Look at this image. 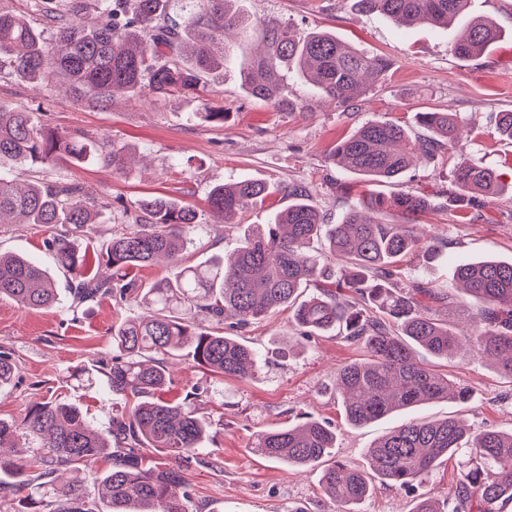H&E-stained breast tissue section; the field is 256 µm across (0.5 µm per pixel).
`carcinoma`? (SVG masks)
Wrapping results in <instances>:
<instances>
[{
  "mask_svg": "<svg viewBox=\"0 0 512 512\" xmlns=\"http://www.w3.org/2000/svg\"><path fill=\"white\" fill-rule=\"evenodd\" d=\"M170 0H32L34 13L50 25L45 38L33 21L0 10V78L65 87L73 99L104 109L120 92L128 99L177 92L194 97L207 77L224 71L234 55L226 44L248 17L232 7L236 0H183L182 13L168 12ZM365 13L395 21L446 28L467 11L470 0H356ZM265 54L240 65L250 96L274 107L288 104L279 70L286 65L314 89L338 104L355 102L365 85L386 76L390 62L342 44L336 34L316 30L303 36L288 23H261ZM502 30L475 20L450 45L463 59L476 57L497 42ZM417 124L429 133L412 134L393 120H370L336 143L330 159L361 176L370 186L394 184L420 150L429 160L464 150L463 121L456 112H420ZM127 152L107 136L81 130L59 131L34 121L24 107L0 109V160L53 168L62 162L95 158L115 172L125 169ZM463 197L496 194L499 174L473 158L454 171ZM280 189L252 179L213 187L207 196L219 222L260 207ZM292 202L272 224H255L231 257L211 256L183 264V253L197 227L192 207L165 195L139 199L125 211L128 224L106 243L101 260L112 269L99 278L86 271L78 240L96 223L107 200H97L72 182L42 178L20 183L0 173V224H47L55 229L45 247L56 268L71 278L72 304L102 299L125 301L133 289L129 271L168 260L172 276L154 283L133 301L144 315L112 328L120 355L106 372L114 396L133 406L112 420L107 432L90 424L79 409L56 399L33 401L20 423L0 419V484L15 500V512H193L183 463L203 465L209 423L197 402L207 392L195 388L170 401L160 393L170 383L160 355L183 352L215 374L248 380L260 370V357L237 332L285 307L306 337L336 332L360 345L367 357L342 366L336 392L346 422L366 426L424 403L465 402L469 390L435 369V362L482 356L512 378V260L484 259L459 266L456 278L480 303L473 332L460 337L439 318L448 298L440 286L416 282L394 293L385 281L409 253L438 255L419 220L429 208L421 192L369 191L338 224H326L297 187ZM388 211L397 224L384 222ZM23 310L49 309L58 294L49 272L36 260L0 254V298ZM210 319L208 330L201 321ZM425 351L433 361H416ZM24 435L32 445L20 446ZM336 431L313 416L288 428L257 434L261 456L296 469L323 466L321 480L337 512H362L375 483L410 488L423 482L443 460L470 449L459 471L448 512H508L512 508V429H471L462 420L410 419L381 436L363 463H328ZM110 462L98 474L100 461ZM37 463L43 481L29 468ZM97 487L89 501L84 481Z\"/></svg>",
  "mask_w": 512,
  "mask_h": 512,
  "instance_id": "obj_1",
  "label": "carcinoma"
}]
</instances>
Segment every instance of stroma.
I'll use <instances>...</instances> for the list:
<instances>
[{
	"mask_svg": "<svg viewBox=\"0 0 512 512\" xmlns=\"http://www.w3.org/2000/svg\"><path fill=\"white\" fill-rule=\"evenodd\" d=\"M241 6L252 26L232 43L238 57L255 58L262 49L257 24L277 19L301 34L333 31L348 46L387 57L391 68L382 83L347 107L336 106L295 73L283 72L284 94L292 107L281 111L249 97L234 64L210 77L197 97L171 93L134 102L119 95L105 110L84 106L61 88L2 79L1 104L38 108L40 121L61 129L109 136L135 159L123 174L81 162L50 170L15 166L12 175L22 180L64 177L111 200V209L87 225L79 241L89 273L107 275L98 256L102 245L124 228V209L157 194L199 212L194 241L184 254L186 263L193 264L213 254L232 255L249 225L268 223L288 205L287 197L277 195L264 208L244 210L217 224L206 203L214 185L244 178L306 185L328 223L337 224L367 190L360 177L329 161L327 154L338 139L375 118L412 128L416 113L457 112L472 130L466 153L496 170L505 192L476 196L467 212H459L453 171L466 153L457 152L412 166L397 185L382 190L428 194L431 207L421 222L439 248L432 260L418 252L408 256L393 279L394 288L415 282L447 288L454 295L445 311L448 322L459 334L470 335L478 306L458 289L456 268L483 258L512 259V141L495 129L497 113L512 110V0H471L472 16L491 19L504 36L480 57L467 60L449 51L454 32L427 25L399 27L360 12L355 0H242ZM207 105L223 110V122L199 119ZM52 233L45 224L0 226V251L38 258L51 270L60 299L58 307L37 311L0 299V353L17 367L11 383L0 387V418L22 419L34 399L57 396L105 431L128 408L104 386L105 368L117 354L112 328L141 309L108 299L72 308L70 280L55 271L44 246ZM242 336L262 356L260 371L249 381L213 374L182 353L165 359L171 378L165 399L181 398L194 386L208 391L201 405L211 423L205 446L217 463L188 465L193 502L202 512H288L292 506L302 512H334L335 503L322 490L320 469L297 471L265 459L254 450L255 435L310 415L335 428L336 459L362 463L367 448L398 422L393 416L355 428L344 419L333 380L341 366L364 358L363 348L336 335L301 336L285 309L255 321ZM440 368L468 388L469 399L428 404L414 409V417L454 416L475 429L512 428L511 377L485 361L452 360ZM467 459L463 453L443 462L410 490L376 486L363 512H410L419 497H453L457 471Z\"/></svg>",
	"mask_w": 512,
	"mask_h": 512,
	"instance_id": "35a3bbf8",
	"label": "stroma"
}]
</instances>
